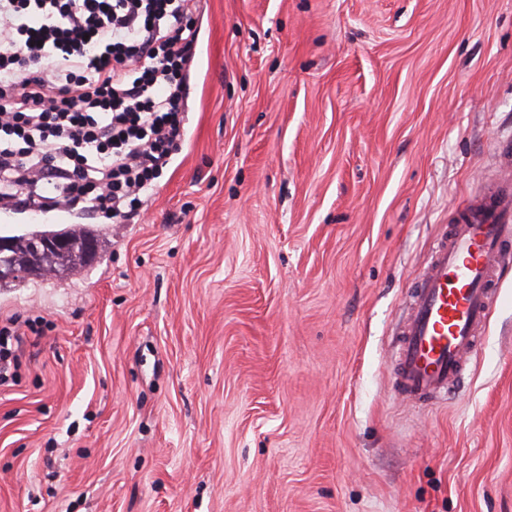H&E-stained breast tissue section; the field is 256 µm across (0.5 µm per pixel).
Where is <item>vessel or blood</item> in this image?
<instances>
[{
  "mask_svg": "<svg viewBox=\"0 0 512 512\" xmlns=\"http://www.w3.org/2000/svg\"><path fill=\"white\" fill-rule=\"evenodd\" d=\"M488 185L436 242L410 298L394 351V381L420 404L447 399L485 335L512 265V149Z\"/></svg>",
  "mask_w": 512,
  "mask_h": 512,
  "instance_id": "1",
  "label": "vessel or blood"
}]
</instances>
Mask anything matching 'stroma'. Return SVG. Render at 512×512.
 Segmentation results:
<instances>
[{
    "label": "stroma",
    "instance_id": "35a3bbf8",
    "mask_svg": "<svg viewBox=\"0 0 512 512\" xmlns=\"http://www.w3.org/2000/svg\"><path fill=\"white\" fill-rule=\"evenodd\" d=\"M185 142L89 266L0 290V512H512V273L403 399L434 240L512 143V0H200ZM17 336L18 331L14 320L7 322L5 325H0V385L7 383L10 378L13 379V373L9 372L10 363L15 364L19 354L8 346L13 339L17 340Z\"/></svg>",
    "mask_w": 512,
    "mask_h": 512
}]
</instances>
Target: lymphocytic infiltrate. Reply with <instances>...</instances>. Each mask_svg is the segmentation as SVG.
<instances>
[{
  "instance_id": "f902f5d3",
  "label": "lymphocytic infiltrate",
  "mask_w": 512,
  "mask_h": 512,
  "mask_svg": "<svg viewBox=\"0 0 512 512\" xmlns=\"http://www.w3.org/2000/svg\"><path fill=\"white\" fill-rule=\"evenodd\" d=\"M192 0H0V210L126 224L184 144Z\"/></svg>"
}]
</instances>
